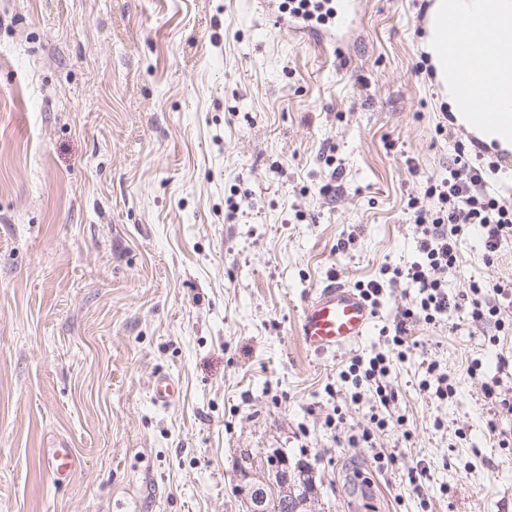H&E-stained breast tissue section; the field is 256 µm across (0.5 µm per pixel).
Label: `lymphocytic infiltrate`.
Returning <instances> with one entry per match:
<instances>
[{
    "label": "lymphocytic infiltrate",
    "mask_w": 512,
    "mask_h": 512,
    "mask_svg": "<svg viewBox=\"0 0 512 512\" xmlns=\"http://www.w3.org/2000/svg\"><path fill=\"white\" fill-rule=\"evenodd\" d=\"M498 168L497 162L485 161L482 152H468L458 145L457 153L442 179L426 182L423 196L412 199L415 215V239L418 258L407 268L392 269L378 280L358 284L360 295L372 310H379L385 292L401 285L415 289L416 295L401 311L394 333L386 337L387 351L352 357L343 381L355 391L372 393L368 424L353 428L351 446L374 449L378 470L395 462L394 454L378 451L377 439L388 426L404 427V416L389 418L388 411L396 393L388 381L391 358H404L409 348L408 327L422 321L436 324L452 313L466 311L475 322L493 321L497 331L512 332V326L500 319L501 300L512 297V281L471 282L467 291L452 299L444 279L458 261L457 242L471 229H479L487 262H494L503 241L512 238V203L491 195L488 176Z\"/></svg>",
    "instance_id": "f902f5d3"
}]
</instances>
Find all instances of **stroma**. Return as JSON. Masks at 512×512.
Wrapping results in <instances>:
<instances>
[{
	"label": "stroma",
	"instance_id": "stroma-1",
	"mask_svg": "<svg viewBox=\"0 0 512 512\" xmlns=\"http://www.w3.org/2000/svg\"><path fill=\"white\" fill-rule=\"evenodd\" d=\"M431 2L360 0L343 61L262 0H0V512H246L236 487L271 481L276 448L306 464L317 512H512V447L495 445L512 416L481 388L512 335L491 344L464 313L411 326L384 473L347 445L371 395L352 401L340 373L382 350L414 289L344 349L298 336L330 277L416 259L408 201L470 139L415 74ZM458 249L449 295L512 280V241L491 265L477 235ZM425 357L454 399L420 391ZM161 374L180 387L164 407ZM60 446L81 466L55 485L42 454Z\"/></svg>",
	"mask_w": 512,
	"mask_h": 512
}]
</instances>
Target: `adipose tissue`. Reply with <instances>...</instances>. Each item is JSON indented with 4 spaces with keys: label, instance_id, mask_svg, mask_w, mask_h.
Here are the masks:
<instances>
[{
    "label": "adipose tissue",
    "instance_id": "adipose-tissue-1",
    "mask_svg": "<svg viewBox=\"0 0 512 512\" xmlns=\"http://www.w3.org/2000/svg\"><path fill=\"white\" fill-rule=\"evenodd\" d=\"M426 29L421 49L456 124L512 153V0H432Z\"/></svg>",
    "mask_w": 512,
    "mask_h": 512
}]
</instances>
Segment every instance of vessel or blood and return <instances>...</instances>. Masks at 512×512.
<instances>
[{
	"mask_svg": "<svg viewBox=\"0 0 512 512\" xmlns=\"http://www.w3.org/2000/svg\"><path fill=\"white\" fill-rule=\"evenodd\" d=\"M356 0H332L331 15L323 26L289 15L288 25L312 36H326L337 49H344L343 37L357 22ZM373 315L361 296L347 284L331 282L308 301L298 334L305 347L317 353L333 352L365 336ZM79 466L71 448H49L43 456L46 473L56 482H65Z\"/></svg>",
	"mask_w": 512,
	"mask_h": 512,
	"instance_id": "vessel-or-blood-1",
	"label": "vessel or blood"
}]
</instances>
